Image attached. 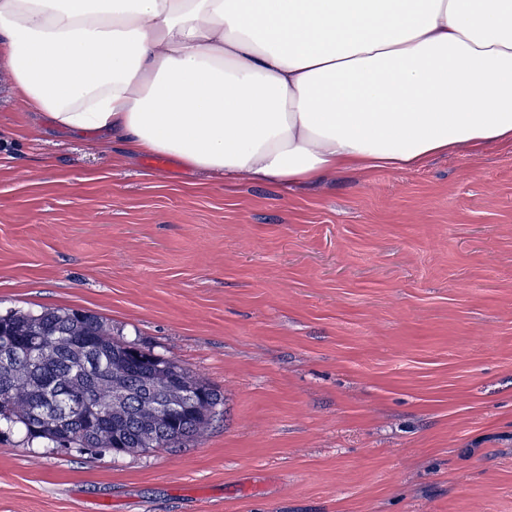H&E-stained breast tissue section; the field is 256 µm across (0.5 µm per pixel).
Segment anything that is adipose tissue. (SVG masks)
<instances>
[{
  "mask_svg": "<svg viewBox=\"0 0 512 512\" xmlns=\"http://www.w3.org/2000/svg\"><path fill=\"white\" fill-rule=\"evenodd\" d=\"M56 129L242 180L512 143V0H0V70Z\"/></svg>",
  "mask_w": 512,
  "mask_h": 512,
  "instance_id": "obj_1",
  "label": "adipose tissue"
}]
</instances>
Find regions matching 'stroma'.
Masks as SVG:
<instances>
[{
  "instance_id": "1",
  "label": "stroma",
  "mask_w": 512,
  "mask_h": 512,
  "mask_svg": "<svg viewBox=\"0 0 512 512\" xmlns=\"http://www.w3.org/2000/svg\"><path fill=\"white\" fill-rule=\"evenodd\" d=\"M102 316L224 396L98 456L0 431V512H512V144L305 186L94 148L0 71V314Z\"/></svg>"
}]
</instances>
